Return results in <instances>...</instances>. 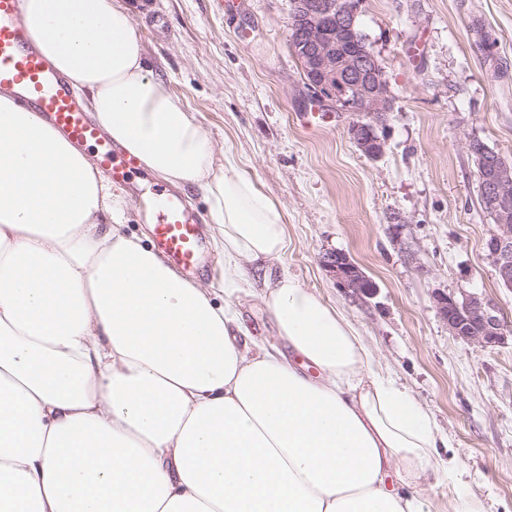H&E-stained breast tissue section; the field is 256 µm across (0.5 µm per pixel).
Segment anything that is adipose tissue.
I'll use <instances>...</instances> for the list:
<instances>
[{
  "mask_svg": "<svg viewBox=\"0 0 512 512\" xmlns=\"http://www.w3.org/2000/svg\"><path fill=\"white\" fill-rule=\"evenodd\" d=\"M42 55L151 175L198 185L224 279L142 238L89 153L0 95V512H432L431 412L272 267L284 216L147 67L122 0H24ZM258 298L282 348L240 319Z\"/></svg>",
  "mask_w": 512,
  "mask_h": 512,
  "instance_id": "ef3b65f1",
  "label": "adipose tissue"
}]
</instances>
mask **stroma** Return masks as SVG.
Here are the masks:
<instances>
[{
	"instance_id": "35a3bbf8",
	"label": "stroma",
	"mask_w": 512,
	"mask_h": 512,
	"mask_svg": "<svg viewBox=\"0 0 512 512\" xmlns=\"http://www.w3.org/2000/svg\"><path fill=\"white\" fill-rule=\"evenodd\" d=\"M123 2L149 68L196 114L216 156L231 155L283 208L275 272L337 308L376 369L428 407L459 489L484 512H512V341L452 336L434 301L475 293L512 326L467 150L478 139L512 159V0H361L359 24L392 96L376 159L353 143L352 113L305 126L316 98L289 47V0ZM336 251L374 295L337 287L320 263Z\"/></svg>"
}]
</instances>
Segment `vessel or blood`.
<instances>
[{
	"label": "vessel or blood",
	"mask_w": 512,
	"mask_h": 512,
	"mask_svg": "<svg viewBox=\"0 0 512 512\" xmlns=\"http://www.w3.org/2000/svg\"><path fill=\"white\" fill-rule=\"evenodd\" d=\"M0 94L39 112L73 144L96 143L99 163L113 182L126 184L136 175L137 160L101 133L68 79L39 52L23 20V0H0ZM142 209L160 253L185 270L203 267L205 219L191 213L182 195L156 188L143 200Z\"/></svg>",
	"instance_id": "vessel-or-blood-1"
}]
</instances>
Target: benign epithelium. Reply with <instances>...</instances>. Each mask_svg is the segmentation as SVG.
I'll list each match as a JSON object with an SVG mask.
<instances>
[{
  "mask_svg": "<svg viewBox=\"0 0 512 512\" xmlns=\"http://www.w3.org/2000/svg\"><path fill=\"white\" fill-rule=\"evenodd\" d=\"M297 50L313 81L308 86L321 100L336 109L357 113L365 121L353 122L349 135L358 149L370 158L384 152L378 130L392 110V99L382 67L373 51L338 56V50L354 37L359 0H297ZM488 195L495 204V230L486 241L500 284L512 289V168L493 169ZM323 267L336 278L344 292L370 297L375 283L347 254L324 255ZM436 308L455 337L482 347L501 344L506 338L503 319L489 301L478 295L461 299L452 294L435 295Z\"/></svg>",
  "mask_w": 512,
  "mask_h": 512,
  "instance_id": "obj_1",
  "label": "benign epithelium"
}]
</instances>
